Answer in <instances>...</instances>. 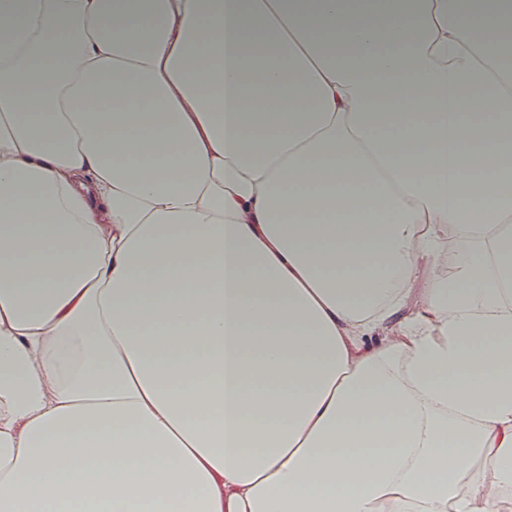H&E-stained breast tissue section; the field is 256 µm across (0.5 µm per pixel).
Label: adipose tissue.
<instances>
[{"mask_svg":"<svg viewBox=\"0 0 512 512\" xmlns=\"http://www.w3.org/2000/svg\"><path fill=\"white\" fill-rule=\"evenodd\" d=\"M512 0H0V512H500Z\"/></svg>","mask_w":512,"mask_h":512,"instance_id":"1","label":"adipose tissue"}]
</instances>
